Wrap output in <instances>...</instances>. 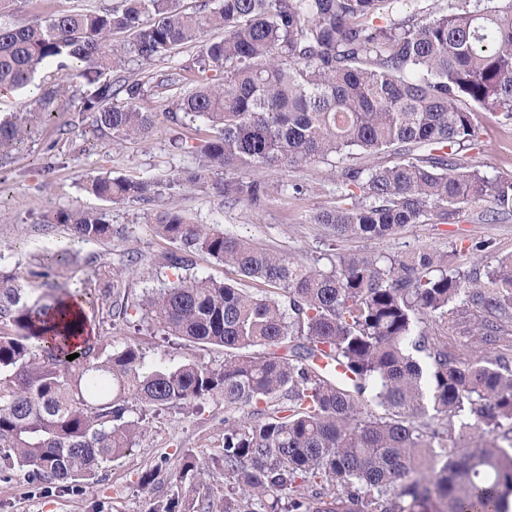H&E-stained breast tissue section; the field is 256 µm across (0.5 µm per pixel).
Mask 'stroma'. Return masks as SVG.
Listing matches in <instances>:
<instances>
[{
	"instance_id": "35a3bbf8",
	"label": "stroma",
	"mask_w": 512,
	"mask_h": 512,
	"mask_svg": "<svg viewBox=\"0 0 512 512\" xmlns=\"http://www.w3.org/2000/svg\"><path fill=\"white\" fill-rule=\"evenodd\" d=\"M167 96V90L149 87L148 101L159 113L154 135L145 142L117 146L94 132L91 115L78 112L77 89H69L52 121L36 124L31 137L0 164V269L20 276L33 302L46 301L53 287L83 294L88 302V323L104 346L133 342L150 360L164 354L177 362L190 359L217 366L224 361L223 349L176 345L159 333L113 324L94 304L93 269L113 262L120 253L141 254L142 266L153 279H165L168 270L159 259L172 245L155 237L150 228L155 214L163 210L218 226L225 233L250 238L264 248L319 264L324 270L331 269L340 255L375 252L396 256L422 247L447 252L449 267L464 271L477 264L492 266L498 259L512 256V217L486 222L479 205L460 224H409L389 238L372 242L330 237L323 226L309 221L313 213L336 203V176L322 164L268 172L269 181L298 183L303 190L276 195L260 209L244 201H224L207 185L166 190L148 204L133 200L112 204L83 192L79 179L88 172L162 179L172 170L194 166V155L176 153L171 139L180 133L202 138L206 132L191 123H172L164 116ZM474 120L480 128L479 146L459 151L460 163L478 165L491 176L512 177V120L487 112L476 113ZM50 146L57 154V165L48 171L43 157ZM60 209L106 211L112 223L127 227L128 237L111 243L74 242L62 226L42 225L45 215ZM476 241L489 244L483 256L469 250ZM49 250L71 254L72 261L43 279L37 271ZM223 446V401L196 410L165 408L150 413L148 431L127 455L105 465L95 479L77 490L63 493L47 488L22 472L0 478V512H149L164 488L142 487L144 471L158 466L167 475L178 469L184 450H192L204 461Z\"/></svg>"
}]
</instances>
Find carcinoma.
Segmentation results:
<instances>
[{
	"label": "carcinoma",
	"mask_w": 512,
	"mask_h": 512,
	"mask_svg": "<svg viewBox=\"0 0 512 512\" xmlns=\"http://www.w3.org/2000/svg\"><path fill=\"white\" fill-rule=\"evenodd\" d=\"M17 2L0 0V88H25L40 70L59 77L33 102L42 121L64 83L79 80L80 112L116 145L147 140L158 117L144 83L119 73L195 49L157 84L171 92L167 117L209 129L174 141L197 166L165 181L81 178L103 200L150 203L217 175L224 200L260 208L302 187L259 174L322 163L339 194L311 223L337 238L458 224L481 202L485 221L512 216V177L456 161L478 146L474 113L512 120V0H432L425 10L420 0H204L196 12L181 0H118L6 21ZM30 133L24 119L0 120V157ZM45 223L83 242L128 233L104 212L59 210ZM151 228L175 245L163 256L173 280L130 299L139 256L129 254L94 271L98 305L115 323L140 313L164 335L221 347L224 364L148 363L134 343L108 352L88 337L73 347L85 317L68 313L71 296L31 304L19 277L0 271V477L18 469L72 490L133 448L148 411L220 399L231 413L224 448L203 464L184 453L176 490L150 512H212L210 496L182 485L214 474L224 477L220 512H507L512 357L487 350L512 322L511 258L483 280L426 247L342 256L324 271L178 212L157 213ZM198 253L273 291L188 273ZM462 295L474 309L467 348L448 342V322L461 319L448 306Z\"/></svg>",
	"instance_id": "carcinoma-1"
}]
</instances>
